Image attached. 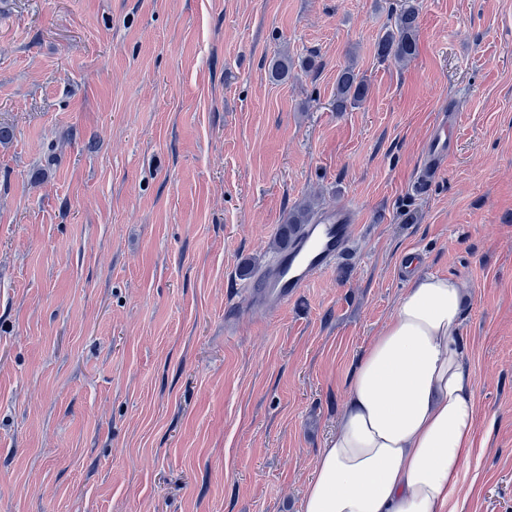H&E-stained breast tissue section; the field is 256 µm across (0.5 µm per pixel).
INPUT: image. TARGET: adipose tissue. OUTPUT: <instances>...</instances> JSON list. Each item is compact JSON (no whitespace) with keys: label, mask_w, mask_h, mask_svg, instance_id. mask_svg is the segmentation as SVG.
I'll return each mask as SVG.
<instances>
[{"label":"adipose tissue","mask_w":512,"mask_h":512,"mask_svg":"<svg viewBox=\"0 0 512 512\" xmlns=\"http://www.w3.org/2000/svg\"><path fill=\"white\" fill-rule=\"evenodd\" d=\"M466 302L454 277L411 280L347 377L300 512H457L458 464L475 448Z\"/></svg>","instance_id":"obj_1"}]
</instances>
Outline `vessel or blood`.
I'll use <instances>...</instances> for the list:
<instances>
[{
    "instance_id": "1",
    "label": "vessel or blood",
    "mask_w": 512,
    "mask_h": 512,
    "mask_svg": "<svg viewBox=\"0 0 512 512\" xmlns=\"http://www.w3.org/2000/svg\"><path fill=\"white\" fill-rule=\"evenodd\" d=\"M455 122L454 115L445 113L433 126L417 188H424L447 161L448 129ZM355 228V215L348 207L325 210L305 225L294 235L291 244L248 283L245 293L252 311L268 318L296 298L302 288L345 258Z\"/></svg>"
}]
</instances>
